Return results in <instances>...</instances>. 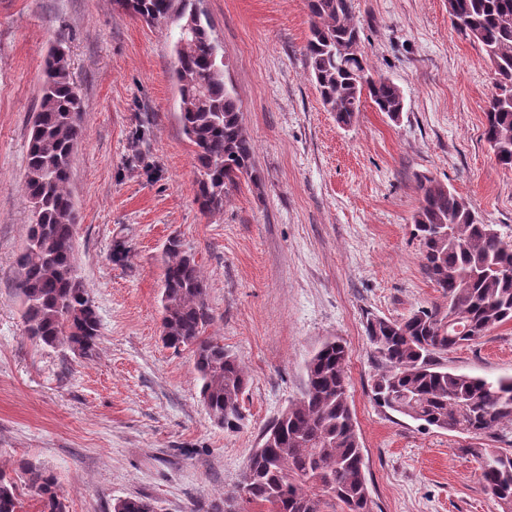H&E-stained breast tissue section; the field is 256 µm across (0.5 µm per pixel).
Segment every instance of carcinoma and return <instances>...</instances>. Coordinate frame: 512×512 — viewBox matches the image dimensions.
Here are the masks:
<instances>
[{
    "instance_id": "obj_1",
    "label": "carcinoma",
    "mask_w": 512,
    "mask_h": 512,
    "mask_svg": "<svg viewBox=\"0 0 512 512\" xmlns=\"http://www.w3.org/2000/svg\"><path fill=\"white\" fill-rule=\"evenodd\" d=\"M148 24L174 19L178 27L173 76L179 120L192 146L196 199L208 212L224 209L241 179L259 184L254 145L239 100L225 81L228 64L193 0H118ZM305 55L324 108L352 123L362 96L396 117L404 96L387 78H372L361 51L350 0H306ZM455 28L477 42L492 64L495 92L485 110V140L499 165L512 168V0H448ZM84 106L63 44L46 60L39 110L26 146L25 192L32 221L16 259L17 292L28 336L91 359L100 340L97 306L74 254V204L68 188ZM413 223L422 268L446 304L401 319L366 318L365 333L383 368L372 398L423 425L460 435L512 431V377L490 381L452 372L440 355L512 321V235L484 223L448 185L417 176ZM161 327L166 346L192 352L200 399L212 421L240 429L249 378L224 343L206 335L211 315L207 285L195 255L173 236L164 245ZM347 346L326 341L306 363L302 396L262 432L240 483L259 512H373L357 422L349 401ZM485 492L512 512V455L473 449ZM41 512H66L56 478L27 463L14 478L0 468V512H24L23 491ZM112 512H157L144 497L116 498Z\"/></svg>"
}]
</instances>
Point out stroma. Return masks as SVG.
Listing matches in <instances>:
<instances>
[{
	"label": "stroma",
	"instance_id": "obj_1",
	"mask_svg": "<svg viewBox=\"0 0 512 512\" xmlns=\"http://www.w3.org/2000/svg\"><path fill=\"white\" fill-rule=\"evenodd\" d=\"M255 145L259 184L241 181L223 211H203L172 77L177 25L148 24L117 0H0V463L54 474L67 512H110L146 496L160 512L219 505L263 429L299 398L305 365L331 338L349 349L350 400L374 512H500L471 438L378 406L381 367L367 315L400 319L442 303L421 267L413 215L425 173L512 233V169L484 138L493 68L457 31L448 0H352L373 76L403 92L390 120L363 101L337 124L306 63L305 0H199ZM69 48L85 112L69 189L76 260L101 337L86 360L25 334L15 292L31 207L26 140L57 40ZM179 236L208 288L207 335L245 366L243 427L215 425L189 351L161 339L163 247ZM128 262L112 259L116 245ZM448 370L512 376V322L440 355Z\"/></svg>",
	"mask_w": 512,
	"mask_h": 512
}]
</instances>
